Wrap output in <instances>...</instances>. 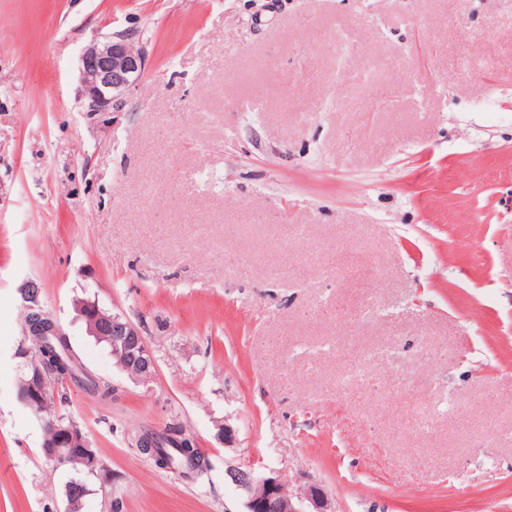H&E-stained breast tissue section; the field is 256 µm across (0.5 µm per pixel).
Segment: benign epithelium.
Returning a JSON list of instances; mask_svg holds the SVG:
<instances>
[{
    "label": "benign epithelium",
    "mask_w": 512,
    "mask_h": 512,
    "mask_svg": "<svg viewBox=\"0 0 512 512\" xmlns=\"http://www.w3.org/2000/svg\"><path fill=\"white\" fill-rule=\"evenodd\" d=\"M146 68L144 52L129 43V35L116 33L104 42L93 44L81 56V81L90 115L120 112L126 105V95L137 86ZM94 312L87 333L90 336L112 338V361L121 371H135L134 380H144L154 370V358L140 329L124 314L87 302ZM44 374L40 361L33 363L32 373L20 397L33 409L47 400ZM53 428V438L44 445L47 461L96 473L101 469L97 452L80 427L61 421L45 422ZM232 483L240 490L245 512H305L290 496H284V486L277 477L261 475L240 467L228 471ZM305 500L310 512H333L322 490L311 487Z\"/></svg>",
    "instance_id": "7a95c632"
}]
</instances>
